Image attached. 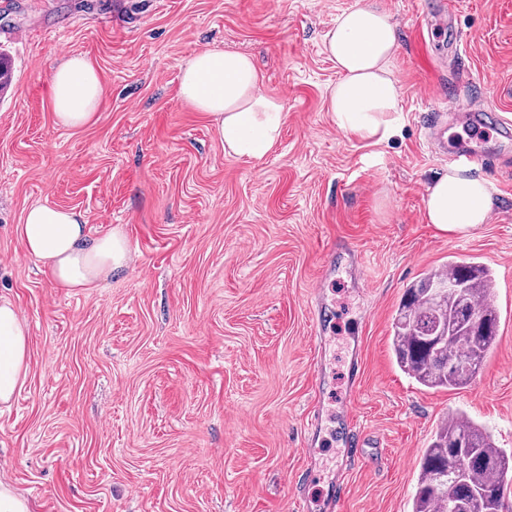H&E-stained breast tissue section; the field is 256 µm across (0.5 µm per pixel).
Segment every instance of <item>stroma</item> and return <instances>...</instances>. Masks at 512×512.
Masks as SVG:
<instances>
[{
  "label": "stroma",
  "instance_id": "1",
  "mask_svg": "<svg viewBox=\"0 0 512 512\" xmlns=\"http://www.w3.org/2000/svg\"><path fill=\"white\" fill-rule=\"evenodd\" d=\"M367 2L0 0L14 67L0 93V298L30 328L26 379L0 407V474L31 512H289L296 497L321 512L337 482L338 512H411L448 415L512 449V143L463 118L512 120V0H453L451 15L441 0H375L399 39L402 125L382 142L339 129L328 103L323 37ZM205 48L252 56L283 102L262 160L227 155L212 117L180 99ZM70 56L105 89L79 128L56 123L49 95ZM474 136L496 158L481 173L497 205L471 233L445 232L426 220V189L467 165ZM37 203L82 212L91 236L121 232L127 266L86 291L54 285L17 235ZM452 255L492 268L500 339L465 388L426 391L397 367L391 323L405 288Z\"/></svg>",
  "mask_w": 512,
  "mask_h": 512
}]
</instances>
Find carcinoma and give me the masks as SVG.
Here are the masks:
<instances>
[{"label":"carcinoma","instance_id":"carcinoma-1","mask_svg":"<svg viewBox=\"0 0 512 512\" xmlns=\"http://www.w3.org/2000/svg\"><path fill=\"white\" fill-rule=\"evenodd\" d=\"M444 280L458 291L440 296ZM490 270L475 261L448 257L405 289L392 322V348L399 369L426 390L467 386L497 342L500 314L485 304L493 296ZM447 337L439 351L431 332ZM512 451L496 447L477 423L452 417L423 451L412 512H512Z\"/></svg>","mask_w":512,"mask_h":512}]
</instances>
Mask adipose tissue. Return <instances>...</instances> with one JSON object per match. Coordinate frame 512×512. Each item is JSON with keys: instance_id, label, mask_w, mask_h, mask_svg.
<instances>
[{"instance_id": "1", "label": "adipose tissue", "mask_w": 512, "mask_h": 512, "mask_svg": "<svg viewBox=\"0 0 512 512\" xmlns=\"http://www.w3.org/2000/svg\"><path fill=\"white\" fill-rule=\"evenodd\" d=\"M323 47L339 73L328 92L337 126L366 140L394 136L400 128V91L390 64L399 44L390 14L372 4L345 12L326 33ZM261 83L250 56L209 49L182 71L179 95L213 116L227 154L259 161L278 142L285 119L282 101L264 95ZM50 98L57 124L78 128L95 117L105 91L94 66L76 56L53 69ZM494 205L490 181L452 165L427 189L426 219L447 231L474 229L488 222ZM17 233L25 253L63 288L95 287L129 260L122 236L90 237L81 213L72 209L34 205ZM27 336L28 325L16 307L0 299V405H10L27 375Z\"/></svg>"}]
</instances>
